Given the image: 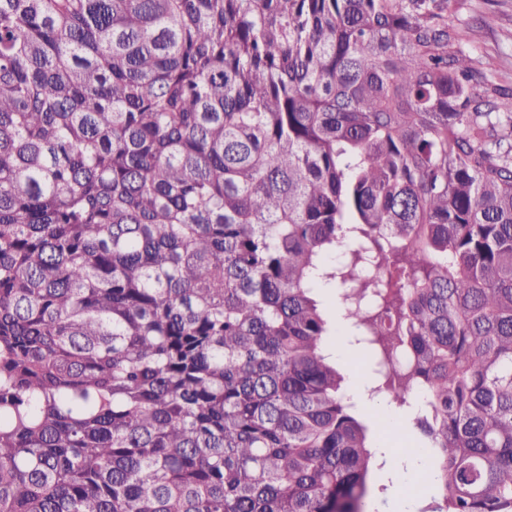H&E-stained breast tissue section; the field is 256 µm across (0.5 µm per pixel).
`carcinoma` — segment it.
Returning a JSON list of instances; mask_svg holds the SVG:
<instances>
[{
  "instance_id": "cac0c4a2",
  "label": "carcinoma",
  "mask_w": 512,
  "mask_h": 512,
  "mask_svg": "<svg viewBox=\"0 0 512 512\" xmlns=\"http://www.w3.org/2000/svg\"><path fill=\"white\" fill-rule=\"evenodd\" d=\"M453 0H0V512H367L327 336L430 512H512V88Z\"/></svg>"
}]
</instances>
